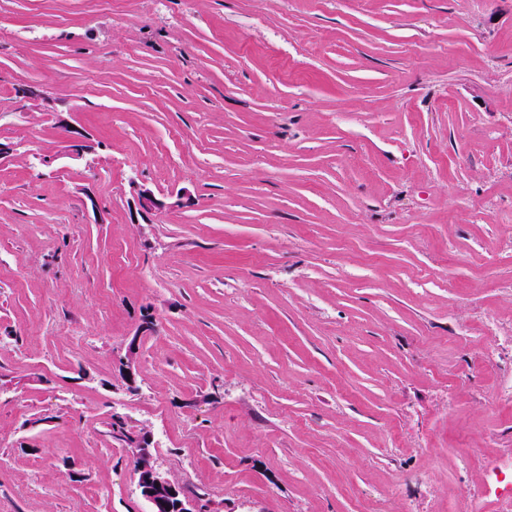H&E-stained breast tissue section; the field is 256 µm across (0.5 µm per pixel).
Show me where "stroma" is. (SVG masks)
<instances>
[{
    "mask_svg": "<svg viewBox=\"0 0 512 512\" xmlns=\"http://www.w3.org/2000/svg\"><path fill=\"white\" fill-rule=\"evenodd\" d=\"M0 142V512L512 496V0H0ZM129 441L132 459L136 466L138 488L141 496L154 512H201L197 499L190 497L170 481L153 462L151 437L148 432L131 436Z\"/></svg>",
    "mask_w": 512,
    "mask_h": 512,
    "instance_id": "obj_1",
    "label": "stroma"
}]
</instances>
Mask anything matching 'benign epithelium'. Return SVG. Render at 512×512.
<instances>
[{"instance_id":"1","label":"benign epithelium","mask_w":512,"mask_h":512,"mask_svg":"<svg viewBox=\"0 0 512 512\" xmlns=\"http://www.w3.org/2000/svg\"><path fill=\"white\" fill-rule=\"evenodd\" d=\"M138 205L140 210L150 212L165 207L166 203L153 192L141 189L138 192ZM129 445L140 494L149 503L152 512H201L199 501L187 495L154 465L149 433L137 434Z\"/></svg>"}]
</instances>
